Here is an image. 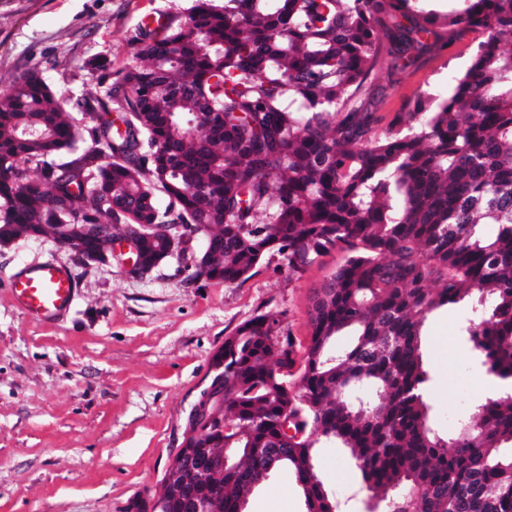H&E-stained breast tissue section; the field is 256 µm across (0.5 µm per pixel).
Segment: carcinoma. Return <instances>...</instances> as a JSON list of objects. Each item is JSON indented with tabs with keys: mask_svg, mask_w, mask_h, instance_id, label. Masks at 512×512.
I'll list each match as a JSON object with an SVG mask.
<instances>
[{
	"mask_svg": "<svg viewBox=\"0 0 512 512\" xmlns=\"http://www.w3.org/2000/svg\"><path fill=\"white\" fill-rule=\"evenodd\" d=\"M429 2L193 0L185 19L142 27L132 63L93 93L65 102L36 66L0 92L1 232L110 224L143 239L154 268L186 237V279L204 243L220 284L270 252L294 274L345 254L313 291L302 352L269 312L224 337V384L183 432L240 449L237 465L157 512H246L283 469L306 512H337L321 443L349 450L382 512H512V0ZM465 32L481 41L448 96L425 92L379 127L376 72ZM86 182L100 196L57 205ZM465 299V335L507 390L443 434L423 328Z\"/></svg>",
	"mask_w": 512,
	"mask_h": 512,
	"instance_id": "carcinoma-1",
	"label": "carcinoma"
}]
</instances>
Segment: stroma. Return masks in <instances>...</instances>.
<instances>
[{
	"instance_id": "obj_1",
	"label": "stroma",
	"mask_w": 512,
	"mask_h": 512,
	"mask_svg": "<svg viewBox=\"0 0 512 512\" xmlns=\"http://www.w3.org/2000/svg\"><path fill=\"white\" fill-rule=\"evenodd\" d=\"M190 5L0 0V90L37 64L61 99L75 100L132 61L131 39L146 16L182 18ZM476 42L463 34L451 51L422 56L399 79L376 74L374 112L388 119L421 93L447 95ZM45 258L70 268L80 285L70 315L56 324L28 317L8 290L22 265ZM341 260L334 251L292 275L271 253L249 278L224 285L187 281L175 257L136 278L115 261L73 266L46 240L19 239L0 250V512H129L152 498L225 336L271 312L283 332L306 343L312 291ZM469 313L464 302L425 322L427 397L444 432L499 390L461 334ZM315 464L340 512H372L346 449L322 446ZM247 512H305L292 473L273 474Z\"/></svg>"
}]
</instances>
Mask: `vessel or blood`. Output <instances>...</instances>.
Returning a JSON list of instances; mask_svg holds the SVG:
<instances>
[{
  "label": "vessel or blood",
  "instance_id": "b4317fda",
  "mask_svg": "<svg viewBox=\"0 0 512 512\" xmlns=\"http://www.w3.org/2000/svg\"><path fill=\"white\" fill-rule=\"evenodd\" d=\"M9 292L25 314L43 323H55L72 310L79 285L67 268L47 259L25 264L11 279Z\"/></svg>",
  "mask_w": 512,
  "mask_h": 512
}]
</instances>
